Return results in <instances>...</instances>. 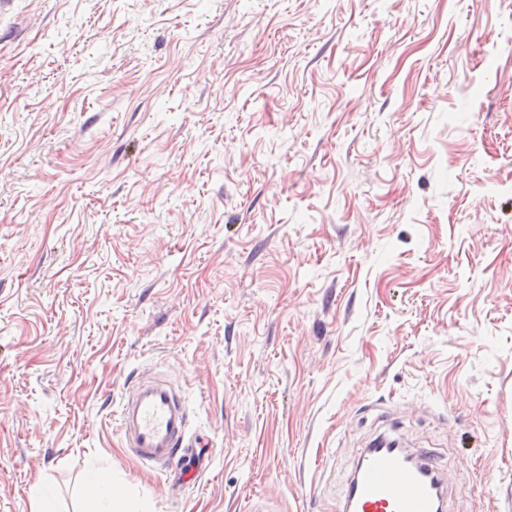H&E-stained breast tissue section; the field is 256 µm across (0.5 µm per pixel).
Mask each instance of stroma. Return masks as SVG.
<instances>
[{"label":"stroma","instance_id":"35a3bbf8","mask_svg":"<svg viewBox=\"0 0 512 512\" xmlns=\"http://www.w3.org/2000/svg\"><path fill=\"white\" fill-rule=\"evenodd\" d=\"M383 435L512 512V0H0V512H340ZM189 421L184 396L161 376H141L118 411L126 448L139 462L164 469L176 486L201 478L208 468L188 437Z\"/></svg>","mask_w":512,"mask_h":512}]
</instances>
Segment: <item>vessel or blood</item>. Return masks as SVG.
<instances>
[{
  "instance_id": "b4317fda",
  "label": "vessel or blood",
  "mask_w": 512,
  "mask_h": 512,
  "mask_svg": "<svg viewBox=\"0 0 512 512\" xmlns=\"http://www.w3.org/2000/svg\"><path fill=\"white\" fill-rule=\"evenodd\" d=\"M190 409L160 376L138 379L120 404L118 426L139 462L164 469L169 482L197 480L207 463L188 436ZM454 486L425 448H367L341 496L342 512H441Z\"/></svg>"
}]
</instances>
